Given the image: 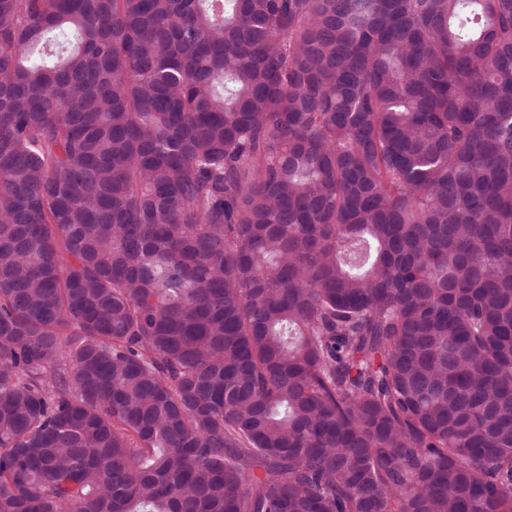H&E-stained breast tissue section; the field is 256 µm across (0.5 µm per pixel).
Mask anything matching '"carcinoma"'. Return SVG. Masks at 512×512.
<instances>
[{
    "label": "carcinoma",
    "mask_w": 512,
    "mask_h": 512,
    "mask_svg": "<svg viewBox=\"0 0 512 512\" xmlns=\"http://www.w3.org/2000/svg\"><path fill=\"white\" fill-rule=\"evenodd\" d=\"M0 512H512V0H0Z\"/></svg>",
    "instance_id": "obj_1"
}]
</instances>
